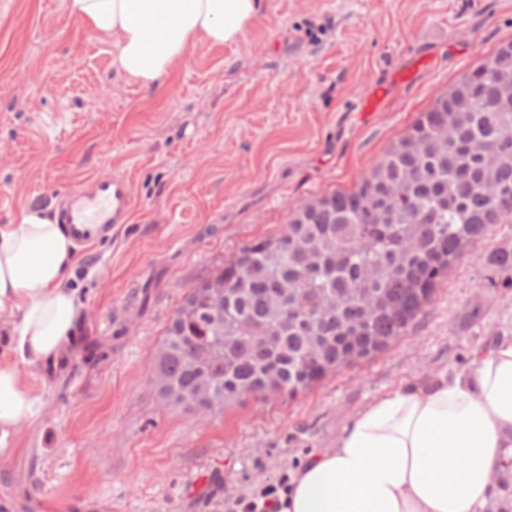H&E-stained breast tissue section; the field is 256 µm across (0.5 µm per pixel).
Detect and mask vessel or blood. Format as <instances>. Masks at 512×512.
<instances>
[{
  "label": "vessel or blood",
  "instance_id": "vessel-or-blood-1",
  "mask_svg": "<svg viewBox=\"0 0 512 512\" xmlns=\"http://www.w3.org/2000/svg\"><path fill=\"white\" fill-rule=\"evenodd\" d=\"M134 199L125 177L113 175L90 180L86 187L66 193L60 221L66 224L72 238L85 244L91 228L111 229L129 223Z\"/></svg>",
  "mask_w": 512,
  "mask_h": 512
}]
</instances>
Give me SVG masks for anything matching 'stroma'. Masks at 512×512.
<instances>
[{
    "mask_svg": "<svg viewBox=\"0 0 512 512\" xmlns=\"http://www.w3.org/2000/svg\"><path fill=\"white\" fill-rule=\"evenodd\" d=\"M512 40V0H262L236 43L201 41L148 89L65 0H0V225L125 176L129 223L80 247L83 306L57 365L20 372L35 415L0 447V512H242L334 447L375 397L471 369L512 335V288L471 246L407 335L293 400L166 406L155 353L184 294L294 205L355 187L464 72ZM375 112L363 101L379 83Z\"/></svg>",
    "mask_w": 512,
    "mask_h": 512,
    "instance_id": "35a3bbf8",
    "label": "stroma"
}]
</instances>
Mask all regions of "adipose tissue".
<instances>
[{
    "instance_id": "ef3b65f1",
    "label": "adipose tissue",
    "mask_w": 512,
    "mask_h": 512,
    "mask_svg": "<svg viewBox=\"0 0 512 512\" xmlns=\"http://www.w3.org/2000/svg\"><path fill=\"white\" fill-rule=\"evenodd\" d=\"M70 18L111 39L119 72L151 87L204 40L236 42L261 0H67ZM76 244L46 210L0 225V447L35 414L21 365L67 351L80 303L67 280ZM512 454V336L473 368L384 394L353 416L280 495V512H486L492 470Z\"/></svg>"
}]
</instances>
